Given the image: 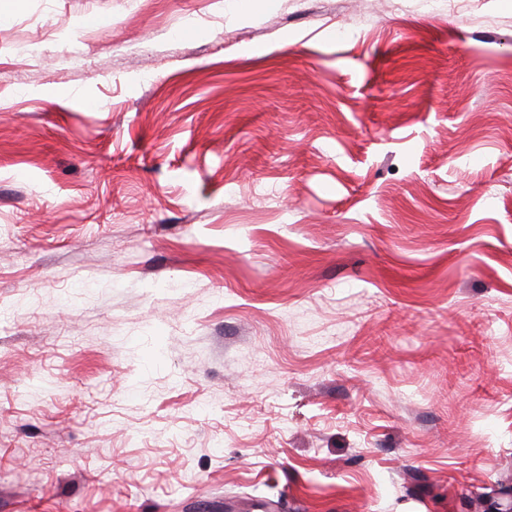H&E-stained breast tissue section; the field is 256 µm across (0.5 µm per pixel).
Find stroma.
Instances as JSON below:
<instances>
[{"mask_svg": "<svg viewBox=\"0 0 512 512\" xmlns=\"http://www.w3.org/2000/svg\"><path fill=\"white\" fill-rule=\"evenodd\" d=\"M249 2L0 22V512L512 489V0Z\"/></svg>", "mask_w": 512, "mask_h": 512, "instance_id": "35a3bbf8", "label": "stroma"}]
</instances>
